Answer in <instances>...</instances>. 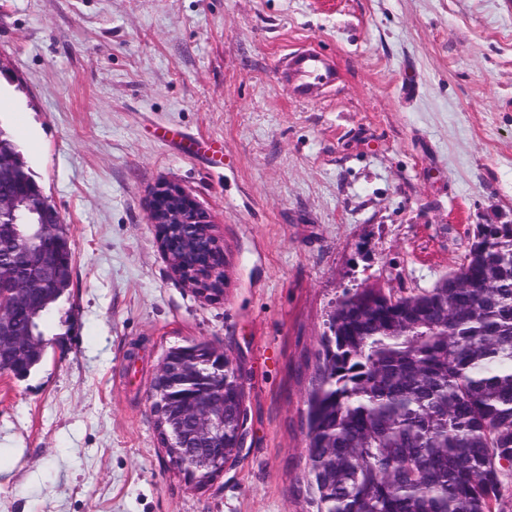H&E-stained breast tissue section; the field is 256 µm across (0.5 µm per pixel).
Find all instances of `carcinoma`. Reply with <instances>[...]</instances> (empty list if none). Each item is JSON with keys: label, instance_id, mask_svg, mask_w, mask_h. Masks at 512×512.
I'll return each mask as SVG.
<instances>
[{"label": "carcinoma", "instance_id": "cac0c4a2", "mask_svg": "<svg viewBox=\"0 0 512 512\" xmlns=\"http://www.w3.org/2000/svg\"><path fill=\"white\" fill-rule=\"evenodd\" d=\"M0 191L37 188L14 141L0 130ZM22 238L0 235V267L43 255L68 268L66 225L24 217ZM71 285L44 289L57 307ZM322 337L306 408L307 491L316 512H499L512 475V224L480 227L433 287L396 296L360 288L338 300ZM224 392V447L235 459L246 421L241 374L224 358L169 388V402Z\"/></svg>", "mask_w": 512, "mask_h": 512}]
</instances>
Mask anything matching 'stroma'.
<instances>
[{"label": "stroma", "instance_id": "obj_1", "mask_svg": "<svg viewBox=\"0 0 512 512\" xmlns=\"http://www.w3.org/2000/svg\"><path fill=\"white\" fill-rule=\"evenodd\" d=\"M306 49L336 82L298 96L279 63ZM0 128L73 252L41 363L0 372V512H313L304 412L336 301L427 290L477 225L512 224V0H0ZM161 181L211 215L221 297L161 252ZM200 341L247 415L202 489L150 399L167 349Z\"/></svg>", "mask_w": 512, "mask_h": 512}]
</instances>
